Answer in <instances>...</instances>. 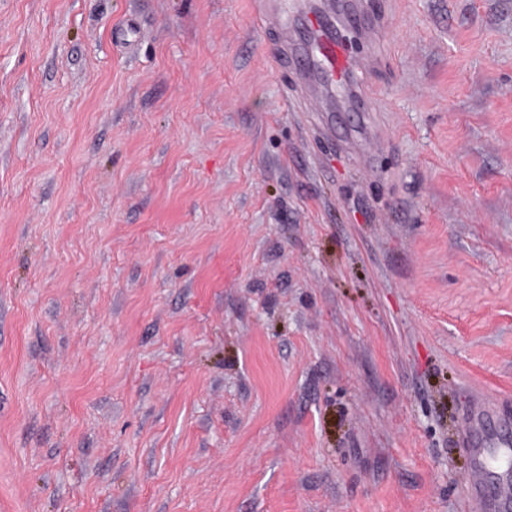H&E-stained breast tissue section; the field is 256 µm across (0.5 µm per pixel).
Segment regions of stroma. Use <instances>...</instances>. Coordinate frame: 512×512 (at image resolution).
Instances as JSON below:
<instances>
[{
	"label": "stroma",
	"mask_w": 512,
	"mask_h": 512,
	"mask_svg": "<svg viewBox=\"0 0 512 512\" xmlns=\"http://www.w3.org/2000/svg\"><path fill=\"white\" fill-rule=\"evenodd\" d=\"M367 3L323 114L255 0H0V512H483L512 0ZM487 410L479 407L467 414V433L464 446L470 458L469 487L472 496L481 501L485 512L512 511V471L508 467L496 485L487 483L486 474L493 460L504 459L510 464L511 439L497 441L485 430Z\"/></svg>",
	"instance_id": "1"
}]
</instances>
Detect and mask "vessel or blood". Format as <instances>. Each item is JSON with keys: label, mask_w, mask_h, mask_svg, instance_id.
<instances>
[{"label": "vessel or blood", "mask_w": 512, "mask_h": 512, "mask_svg": "<svg viewBox=\"0 0 512 512\" xmlns=\"http://www.w3.org/2000/svg\"><path fill=\"white\" fill-rule=\"evenodd\" d=\"M340 21L367 31L378 23L376 14L360 10L355 0H329L327 6L317 8L306 4L305 0H283L278 25L283 28L292 24L307 33L303 39H287L286 46L311 98H323L341 86L364 104L368 98L354 77L360 63L352 59L336 38L335 26ZM486 419L487 411L482 407L467 415L464 445L471 464L470 492L481 501L486 512H512V471H504L497 484L486 480L492 461L512 459V440H498L488 434Z\"/></svg>", "instance_id": "obj_1"}]
</instances>
